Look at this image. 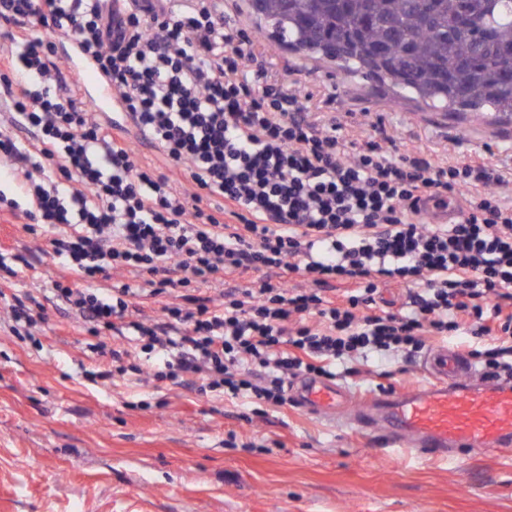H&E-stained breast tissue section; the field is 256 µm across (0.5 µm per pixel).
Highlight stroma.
<instances>
[{
    "label": "stroma",
    "mask_w": 512,
    "mask_h": 512,
    "mask_svg": "<svg viewBox=\"0 0 512 512\" xmlns=\"http://www.w3.org/2000/svg\"><path fill=\"white\" fill-rule=\"evenodd\" d=\"M236 17L279 83L310 94L317 122L452 161L480 153L512 174V116L395 101L331 61L271 48L247 0ZM0 191L20 206L0 211V250L23 255L26 287L48 292L35 342L8 332L0 304V512H512V458H414L291 405L246 420L243 401L203 392L198 378L94 385L91 337L49 293L61 270L22 229L31 202L11 182ZM359 368L337 379L356 395L428 382L416 360Z\"/></svg>",
    "instance_id": "obj_1"
}]
</instances>
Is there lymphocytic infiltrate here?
<instances>
[{
	"label": "lymphocytic infiltrate",
	"instance_id": "obj_1",
	"mask_svg": "<svg viewBox=\"0 0 512 512\" xmlns=\"http://www.w3.org/2000/svg\"><path fill=\"white\" fill-rule=\"evenodd\" d=\"M0 21V175L32 201L24 232L78 280L54 292L97 336L98 379L190 374L263 415L287 405L290 378L408 361L447 335L491 337L471 355L512 379V181L486 158L401 154L312 121L224 0H0ZM66 38L122 117L66 83ZM432 206L460 217L424 222ZM114 272L129 282L103 287ZM228 277L245 283L209 296ZM391 285L408 288L396 311ZM123 332L135 351L108 344Z\"/></svg>",
	"mask_w": 512,
	"mask_h": 512
}]
</instances>
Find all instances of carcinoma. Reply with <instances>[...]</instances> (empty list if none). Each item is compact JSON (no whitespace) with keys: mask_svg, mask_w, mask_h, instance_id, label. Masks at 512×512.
Returning <instances> with one entry per match:
<instances>
[{"mask_svg":"<svg viewBox=\"0 0 512 512\" xmlns=\"http://www.w3.org/2000/svg\"><path fill=\"white\" fill-rule=\"evenodd\" d=\"M461 2L248 0L275 44L388 81L399 100L416 97L432 112L512 114V0H467V31L453 25Z\"/></svg>","mask_w":512,"mask_h":512,"instance_id":"carcinoma-1","label":"carcinoma"}]
</instances>
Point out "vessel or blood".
Returning a JSON list of instances; mask_svg holds the SVG:
<instances>
[{
  "mask_svg": "<svg viewBox=\"0 0 512 512\" xmlns=\"http://www.w3.org/2000/svg\"><path fill=\"white\" fill-rule=\"evenodd\" d=\"M69 59L82 82L97 89V109L119 110V100L93 65L75 50ZM420 368L429 379L424 387L362 399L330 380L307 378L293 384L292 397L308 415L428 457L455 461L466 455H512V381L486 377L455 346L429 350Z\"/></svg>",
  "mask_w": 512,
  "mask_h": 512,
  "instance_id": "vessel-or-blood-1",
  "label": "vessel or blood"
}]
</instances>
